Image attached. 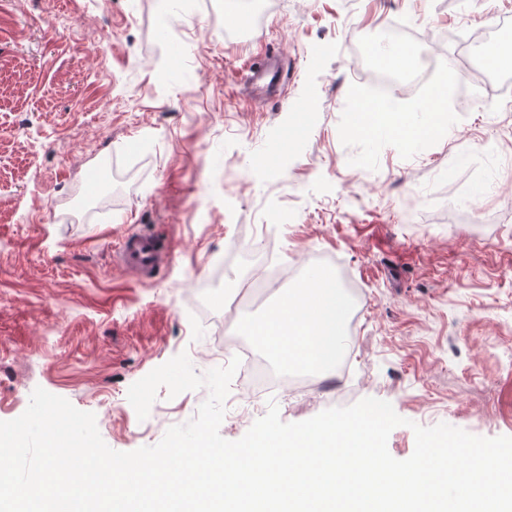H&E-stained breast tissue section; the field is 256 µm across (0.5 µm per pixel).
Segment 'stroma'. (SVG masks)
<instances>
[{
    "label": "stroma",
    "instance_id": "obj_1",
    "mask_svg": "<svg viewBox=\"0 0 512 512\" xmlns=\"http://www.w3.org/2000/svg\"><path fill=\"white\" fill-rule=\"evenodd\" d=\"M504 15L512 0H0V421L40 387L94 413L113 450L159 443L207 389H159L141 420L130 386L183 352L199 374L236 356L280 291L230 310L259 266L232 251L273 224L281 265L335 274L361 377L276 396L282 421L382 399L406 420L399 460L415 423L512 436V110L456 80L463 37ZM391 24L413 67L436 64L423 93L383 95L360 63ZM268 52L284 84L256 99L243 74ZM441 91L447 121L417 142L351 128L377 100L429 123ZM134 229L171 248L154 277L114 258ZM269 401L231 389L222 437Z\"/></svg>",
    "mask_w": 512,
    "mask_h": 512
}]
</instances>
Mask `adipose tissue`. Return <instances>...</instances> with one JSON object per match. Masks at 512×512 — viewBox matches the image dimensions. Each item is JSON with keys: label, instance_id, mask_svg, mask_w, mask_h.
Wrapping results in <instances>:
<instances>
[{"label": "adipose tissue", "instance_id": "1", "mask_svg": "<svg viewBox=\"0 0 512 512\" xmlns=\"http://www.w3.org/2000/svg\"><path fill=\"white\" fill-rule=\"evenodd\" d=\"M386 117L390 118L396 137L407 141L422 137V129L410 122L405 113H386L373 102L353 113L351 126L366 135ZM345 314L346 301L335 280L324 277L313 281L310 287L286 292L274 314L251 323L249 333L284 363L329 368L339 355Z\"/></svg>", "mask_w": 512, "mask_h": 512}]
</instances>
